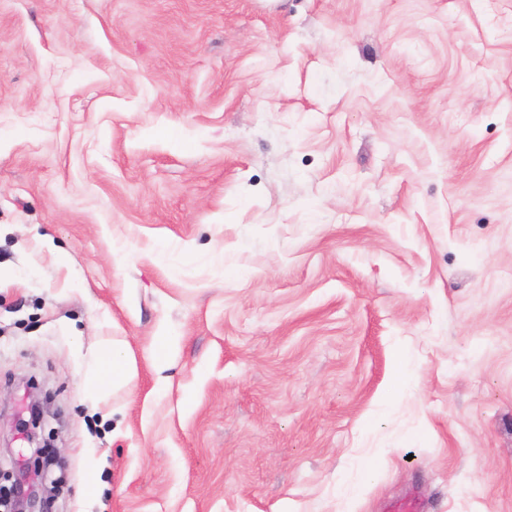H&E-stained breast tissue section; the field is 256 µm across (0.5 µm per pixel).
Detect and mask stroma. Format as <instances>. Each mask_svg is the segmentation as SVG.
<instances>
[{"label":"stroma","instance_id":"stroma-1","mask_svg":"<svg viewBox=\"0 0 512 512\" xmlns=\"http://www.w3.org/2000/svg\"><path fill=\"white\" fill-rule=\"evenodd\" d=\"M32 389L52 512H512V0H0L18 467ZM135 369L123 342L112 339V346L102 352L90 367L86 384L92 389L112 385V390L128 388L135 379Z\"/></svg>","mask_w":512,"mask_h":512}]
</instances>
